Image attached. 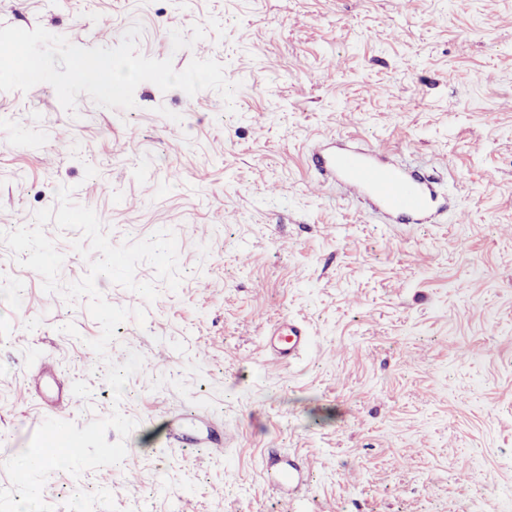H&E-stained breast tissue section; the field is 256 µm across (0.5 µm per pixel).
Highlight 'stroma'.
<instances>
[{"instance_id": "stroma-1", "label": "stroma", "mask_w": 512, "mask_h": 512, "mask_svg": "<svg viewBox=\"0 0 512 512\" xmlns=\"http://www.w3.org/2000/svg\"><path fill=\"white\" fill-rule=\"evenodd\" d=\"M136 22L146 57L220 62L235 110L150 82L72 113L46 83L0 91V231L70 186L113 244L173 230L183 273L149 304L97 279L146 309L108 347L144 358L117 404L86 300L0 242V488L45 419L117 407L137 469L52 473L56 512H512V0H0V26L84 48ZM326 137L387 148L447 210L385 223L314 171ZM282 319L310 336L288 364ZM267 344L274 359L285 361L306 351L310 336H307V331L301 324L284 320L273 327Z\"/></svg>"}]
</instances>
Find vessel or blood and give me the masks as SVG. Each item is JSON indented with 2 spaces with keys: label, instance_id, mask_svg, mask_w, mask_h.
Here are the masks:
<instances>
[{
  "label": "vessel or blood",
  "instance_id": "vessel-or-blood-1",
  "mask_svg": "<svg viewBox=\"0 0 512 512\" xmlns=\"http://www.w3.org/2000/svg\"><path fill=\"white\" fill-rule=\"evenodd\" d=\"M312 160L324 179L339 181L389 221L424 224L436 207L431 180L393 164L383 151L353 149L332 139L314 152ZM267 344L273 358L284 361L306 351L310 338L304 326L285 320L273 327Z\"/></svg>",
  "mask_w": 512,
  "mask_h": 512
}]
</instances>
